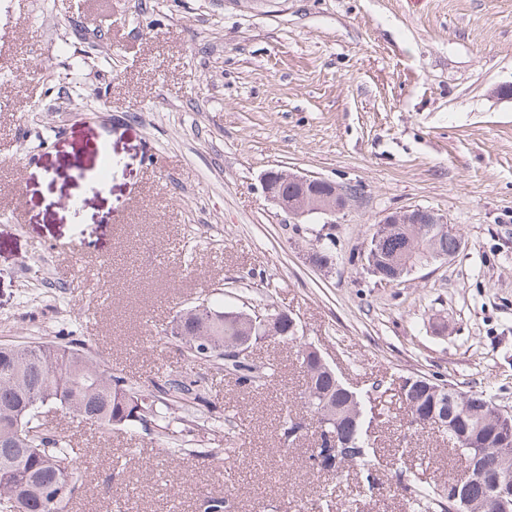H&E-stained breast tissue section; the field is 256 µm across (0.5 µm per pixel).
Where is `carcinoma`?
Wrapping results in <instances>:
<instances>
[{"mask_svg":"<svg viewBox=\"0 0 512 512\" xmlns=\"http://www.w3.org/2000/svg\"><path fill=\"white\" fill-rule=\"evenodd\" d=\"M431 237L422 236L405 248L412 266L437 261ZM172 336L178 352L192 369L209 365L250 393L267 384L272 368L254 362L250 354H236L238 343L250 345L273 337L294 345L305 377L304 405L311 419L315 446L309 461L325 448H335L340 469L359 467L368 489H376L377 448L367 422L373 406L369 395H349L333 368L321 363L312 343L294 331L272 329L252 322L222 304L202 302L182 310ZM408 406L407 425L426 428L448 438L461 460L460 469L448 476V486L459 487L467 500L485 512H497L491 499L499 484H512V424L495 417L498 406L478 392H463L447 383L420 376L402 390ZM59 408L79 424L97 430H141L165 438L171 451L201 462L228 455L225 448H185L182 436L193 432L198 412L214 414L209 388L192 373L180 374L146 387L101 365L78 340L0 343V512H71L82 488L85 462L79 449L38 423L39 409ZM308 433V424L290 411L282 417L283 453ZM409 512H454L453 504L437 485L414 480L401 485ZM204 512H229L232 490L202 493ZM336 488H323L311 512H334Z\"/></svg>","mask_w":512,"mask_h":512,"instance_id":"obj_1","label":"carcinoma"}]
</instances>
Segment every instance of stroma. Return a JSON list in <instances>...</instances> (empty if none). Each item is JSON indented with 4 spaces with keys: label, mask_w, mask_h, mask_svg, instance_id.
<instances>
[{
    "label": "stroma",
    "mask_w": 512,
    "mask_h": 512,
    "mask_svg": "<svg viewBox=\"0 0 512 512\" xmlns=\"http://www.w3.org/2000/svg\"><path fill=\"white\" fill-rule=\"evenodd\" d=\"M13 2L0 0V72L16 74L0 80V342L71 336L146 384L184 369L162 333L181 309L269 303L346 385L380 397L382 485L313 468L309 437L280 456L303 374L268 340L252 357L276 373L256 393L197 369L228 428L203 440L240 460L236 512H305L330 482L336 512H405L400 475L447 485L461 461L408 429L399 386L434 377L512 411V0ZM271 170L358 194L334 223L294 220L263 192ZM417 206L447 215L464 252L375 282L359 260L374 224ZM320 238L336 247L317 267ZM40 420L83 454L72 512L111 498L202 512L203 491L228 487V461L53 407Z\"/></svg>",
    "instance_id": "1"
}]
</instances>
